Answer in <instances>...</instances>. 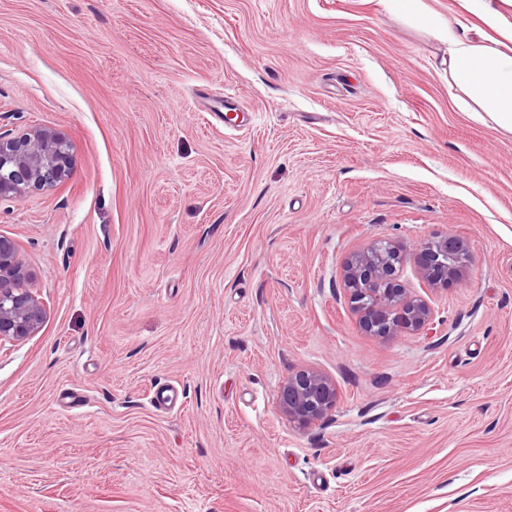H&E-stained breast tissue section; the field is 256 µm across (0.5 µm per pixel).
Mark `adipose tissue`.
<instances>
[{
	"label": "adipose tissue",
	"instance_id": "obj_1",
	"mask_svg": "<svg viewBox=\"0 0 512 512\" xmlns=\"http://www.w3.org/2000/svg\"><path fill=\"white\" fill-rule=\"evenodd\" d=\"M453 81L500 129L512 133V51L489 48L445 31Z\"/></svg>",
	"mask_w": 512,
	"mask_h": 512
}]
</instances>
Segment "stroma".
<instances>
[{"label": "stroma", "instance_id": "1", "mask_svg": "<svg viewBox=\"0 0 512 512\" xmlns=\"http://www.w3.org/2000/svg\"><path fill=\"white\" fill-rule=\"evenodd\" d=\"M463 0H0V133L65 136L0 200L46 309L0 343V512H512V133L448 73ZM235 95L241 125L204 99ZM419 333L368 335L350 256L445 234ZM336 385L309 430L277 403ZM165 387L169 412L150 404ZM448 253L454 254L459 262L448 264ZM419 274L424 282L436 285L438 280L458 275L469 261L465 243L455 235H444L438 241H427L414 253ZM277 401L288 421L308 428L322 421L336 406V387L320 372L302 369L280 387Z\"/></svg>", "mask_w": 512, "mask_h": 512}]
</instances>
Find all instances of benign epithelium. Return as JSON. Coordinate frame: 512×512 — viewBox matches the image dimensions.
<instances>
[{
    "label": "benign epithelium",
    "mask_w": 512,
    "mask_h": 512,
    "mask_svg": "<svg viewBox=\"0 0 512 512\" xmlns=\"http://www.w3.org/2000/svg\"><path fill=\"white\" fill-rule=\"evenodd\" d=\"M70 151L57 132L30 128L17 136L0 134V199L18 197L56 186L68 175ZM405 255L397 246L372 244L356 251L345 270L354 313L372 336L418 332L433 319V308L400 280ZM421 278L431 285L460 273L469 261L465 243L455 235L427 241L414 253ZM375 287L377 296L363 301L359 285ZM45 307L31 288V277L15 245L0 237V342L34 334ZM277 401L288 421L308 428L322 421L336 406V387L320 372L302 369L280 387Z\"/></svg>",
    "instance_id": "benign-epithelium-1"
}]
</instances>
